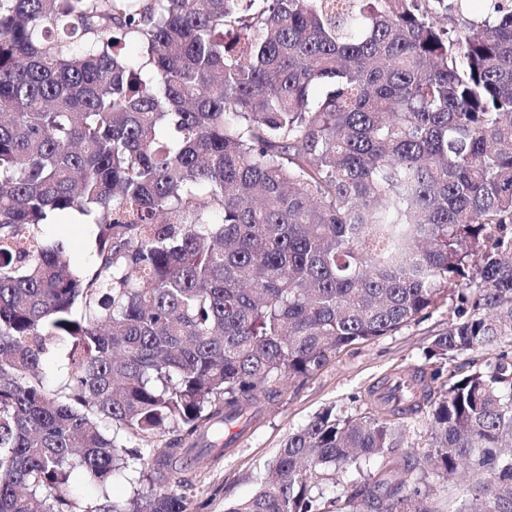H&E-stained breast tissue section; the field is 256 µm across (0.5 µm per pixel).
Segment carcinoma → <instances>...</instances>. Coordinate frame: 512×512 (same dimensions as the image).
<instances>
[{
    "label": "carcinoma",
    "mask_w": 512,
    "mask_h": 512,
    "mask_svg": "<svg viewBox=\"0 0 512 512\" xmlns=\"http://www.w3.org/2000/svg\"><path fill=\"white\" fill-rule=\"evenodd\" d=\"M462 2L0 0V512H185L209 434L450 285L429 358L512 337V0ZM74 212L83 269L43 235ZM441 375L323 410L228 512H512V352ZM133 464L152 493L110 500ZM69 491L73 498L80 503H87L97 496L95 483L85 475L81 469H75L71 473ZM321 481L325 497H333L344 488L350 487L353 481H360V474L354 469L336 470V472H324Z\"/></svg>",
    "instance_id": "obj_1"
}]
</instances>
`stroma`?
<instances>
[{
    "label": "stroma",
    "mask_w": 512,
    "mask_h": 512,
    "mask_svg": "<svg viewBox=\"0 0 512 512\" xmlns=\"http://www.w3.org/2000/svg\"><path fill=\"white\" fill-rule=\"evenodd\" d=\"M454 308V300L444 299L421 320L351 345L318 372L291 379L282 396L258 405L245 433L233 436L228 446L208 449L191 486L181 491L186 512H227L233 503L254 494L266 463L288 434L303 428L322 409L355 415L370 403L373 387L396 372L432 369L425 348L447 330Z\"/></svg>",
    "instance_id": "obj_1"
}]
</instances>
